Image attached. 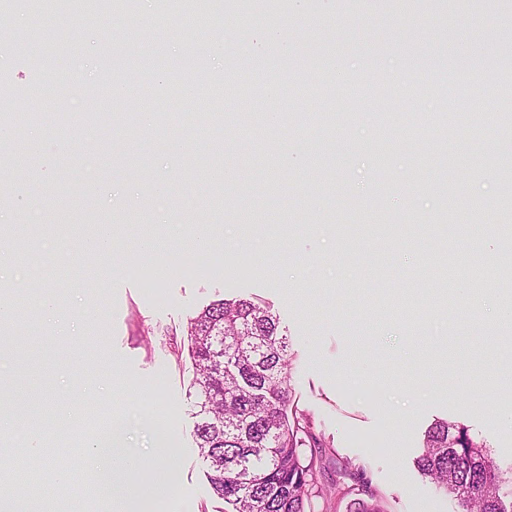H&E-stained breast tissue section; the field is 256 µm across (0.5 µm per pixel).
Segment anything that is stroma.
Wrapping results in <instances>:
<instances>
[{
    "label": "stroma",
    "instance_id": "1",
    "mask_svg": "<svg viewBox=\"0 0 512 512\" xmlns=\"http://www.w3.org/2000/svg\"><path fill=\"white\" fill-rule=\"evenodd\" d=\"M249 2L191 27L159 0L110 14L61 11L50 28L42 15L13 12L0 91L15 111L39 113L20 132L40 135L23 157L0 151V188L16 196L0 222L34 244L0 271L14 288V340L31 371L16 376L0 356V378L35 408L0 437V459L25 458L40 423L44 447H69L56 427L71 408L90 407L125 424L127 454L142 465L116 466L105 484L79 452L66 512H89L127 482L139 489L127 512H223L194 436L183 330L211 301L254 297L288 337L293 399L321 442L312 512H349L367 489L384 512H458L414 460L443 418L512 462V348L491 343L512 273L493 275L476 306L459 289L469 273L456 274L448 303L416 325L389 297L417 288V268L434 252L450 247L482 268L488 252H512V234L498 231L507 221L499 200L512 196L499 178L512 168L500 147L512 124L469 110L475 87L486 107L502 106L489 87L498 65L512 62V0H288L274 19L267 0ZM262 30L285 41L266 44L272 64L256 74L241 51ZM215 37L226 41L220 65L201 50ZM331 57L344 76L324 67ZM442 69L458 74L457 88L439 80ZM133 70L180 83L175 128L163 127L159 103L152 124L133 128L128 115L145 108L130 98L93 111V89L125 84ZM215 80L257 87L267 117L245 125L224 105L202 120L192 100ZM272 82L280 95L266 94ZM350 83L365 88L363 99L346 98ZM450 112L451 127L442 121ZM385 123L410 127L413 138L389 142L381 165L374 146ZM386 209L413 235L443 209L455 228H439L426 248L346 233L379 223ZM84 212L114 225L107 244L58 222ZM62 273L75 288L55 290ZM63 326L73 346L65 360Z\"/></svg>",
    "mask_w": 512,
    "mask_h": 512
}]
</instances>
